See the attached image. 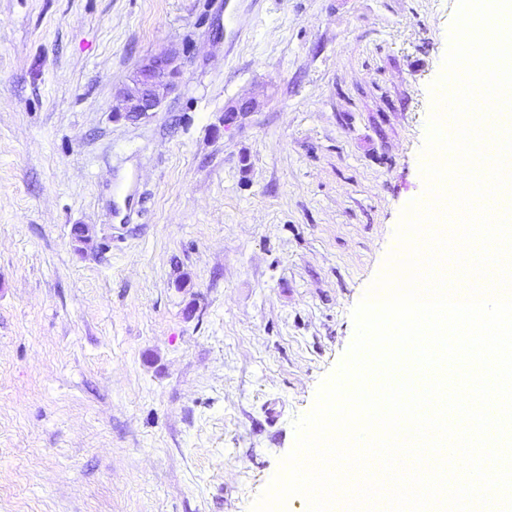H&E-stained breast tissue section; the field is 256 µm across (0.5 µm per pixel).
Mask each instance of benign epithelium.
<instances>
[{"label": "benign epithelium", "mask_w": 512, "mask_h": 512, "mask_svg": "<svg viewBox=\"0 0 512 512\" xmlns=\"http://www.w3.org/2000/svg\"><path fill=\"white\" fill-rule=\"evenodd\" d=\"M180 75L181 64L175 53L165 51L152 57L120 92L125 117L134 121L155 111Z\"/></svg>", "instance_id": "7a95c632"}]
</instances>
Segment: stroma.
Returning a JSON list of instances; mask_svg holds the SVG:
<instances>
[{"mask_svg":"<svg viewBox=\"0 0 512 512\" xmlns=\"http://www.w3.org/2000/svg\"><path fill=\"white\" fill-rule=\"evenodd\" d=\"M233 2L0 0V512H249L425 193L457 0ZM181 75L176 53L161 52L142 66L120 92L125 117L140 120L162 104Z\"/></svg>","mask_w":512,"mask_h":512,"instance_id":"obj_1","label":"stroma"}]
</instances>
